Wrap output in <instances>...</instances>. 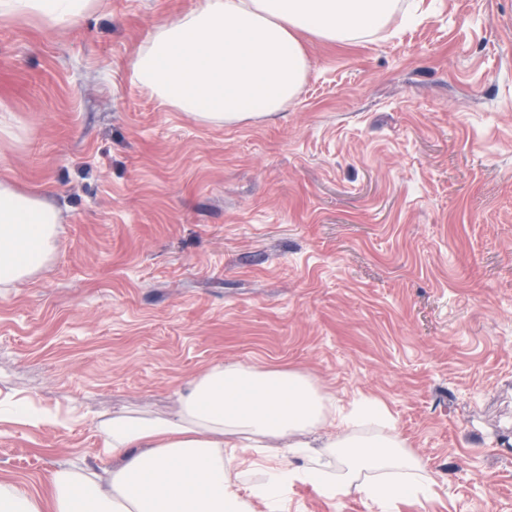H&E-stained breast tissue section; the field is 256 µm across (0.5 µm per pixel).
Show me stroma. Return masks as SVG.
Returning a JSON list of instances; mask_svg holds the SVG:
<instances>
[{
  "label": "stroma",
  "mask_w": 512,
  "mask_h": 512,
  "mask_svg": "<svg viewBox=\"0 0 512 512\" xmlns=\"http://www.w3.org/2000/svg\"><path fill=\"white\" fill-rule=\"evenodd\" d=\"M0 26V150L62 212L51 265L0 288V473L111 467L99 420L172 415L216 364L383 400L436 479L401 512H512V0H425L309 46L270 118L207 124L143 90L134 47L192 0ZM289 512H380L294 485Z\"/></svg>",
  "instance_id": "obj_1"
}]
</instances>
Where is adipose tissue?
<instances>
[{
	"label": "adipose tissue",
	"instance_id": "obj_1",
	"mask_svg": "<svg viewBox=\"0 0 512 512\" xmlns=\"http://www.w3.org/2000/svg\"><path fill=\"white\" fill-rule=\"evenodd\" d=\"M105 0H0V24L59 30ZM413 14L400 0H195L155 27L131 68L164 104L209 124L269 117L307 77L308 39L354 44ZM61 213L48 193L0 174V285L46 269ZM112 465L64 464L41 493L0 477V512H288V490L410 503L434 478L386 404L340 405L317 379L273 365L213 366L171 418L100 421ZM302 466L284 463L281 450Z\"/></svg>",
	"mask_w": 512,
	"mask_h": 512
}]
</instances>
